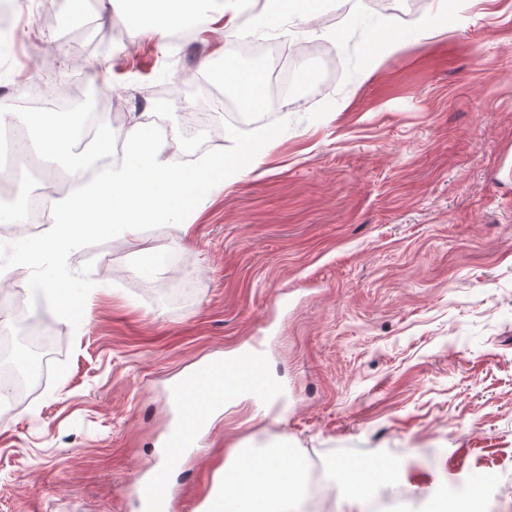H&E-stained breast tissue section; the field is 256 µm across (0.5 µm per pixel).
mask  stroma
Masks as SVG:
<instances>
[{"mask_svg":"<svg viewBox=\"0 0 512 512\" xmlns=\"http://www.w3.org/2000/svg\"><path fill=\"white\" fill-rule=\"evenodd\" d=\"M41 6L18 11L13 70L0 73L11 125L46 119L18 103L36 66L52 88L84 79L88 109L121 102L120 123L145 106L177 130L220 128L209 155L233 159L248 140L261 160L196 212L183 250L169 253L170 224L86 237L71 275L100 286L72 318L33 303V268L10 265L0 313L22 304L53 348L0 416V512H139L136 481L174 418L170 385L253 343L285 396L225 411L182 460L172 512H194L225 449L282 441L310 469L400 464L369 502L326 491V512H427L477 482L487 512H512V0L365 8L402 29L444 8L467 19L369 76L366 32L345 0H321L313 19L264 32L310 46L306 93L245 118L235 95L220 112L199 105L198 60L259 70L270 53L210 32L95 50L78 66Z\"/></svg>","mask_w":512,"mask_h":512,"instance_id":"35a3bbf8","label":"stroma"}]
</instances>
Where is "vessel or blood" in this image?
Wrapping results in <instances>:
<instances>
[{"instance_id": "vessel-or-blood-1", "label": "vessel or blood", "mask_w": 512, "mask_h": 512, "mask_svg": "<svg viewBox=\"0 0 512 512\" xmlns=\"http://www.w3.org/2000/svg\"><path fill=\"white\" fill-rule=\"evenodd\" d=\"M174 389L181 397L179 417L162 442V451L171 461L198 446L205 414L214 405L241 392L261 398L269 395L274 385L266 376L264 363L251 347L245 346L232 363L215 360L203 364L183 376ZM169 490L168 468L152 465L147 476L138 480L136 497L144 512H171Z\"/></svg>"}]
</instances>
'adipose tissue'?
Here are the masks:
<instances>
[{"label": "adipose tissue", "mask_w": 512, "mask_h": 512, "mask_svg": "<svg viewBox=\"0 0 512 512\" xmlns=\"http://www.w3.org/2000/svg\"><path fill=\"white\" fill-rule=\"evenodd\" d=\"M124 0L131 38L165 45L173 31L221 30L225 36L243 32L242 0ZM447 23L422 24L368 44L372 64L400 50L412 40H426L447 31ZM147 113L136 115L125 129L127 149L118 162L102 164L110 150L108 136L82 144L73 124L51 120L33 134V141L49 148L70 172L73 185L50 198L53 220L36 238L15 245L13 262L36 268L27 283L35 299L54 303L60 316H70L75 291L65 268L70 252L88 233L134 234L146 224H172L189 235L193 214L217 185H230L251 169L256 159L243 150L236 163L200 156L177 167L164 147L155 145ZM212 491L224 502L223 512H301L309 486L304 462L284 446L238 444L225 449L224 465L213 477Z\"/></svg>", "instance_id": "ef3b65f1"}]
</instances>
